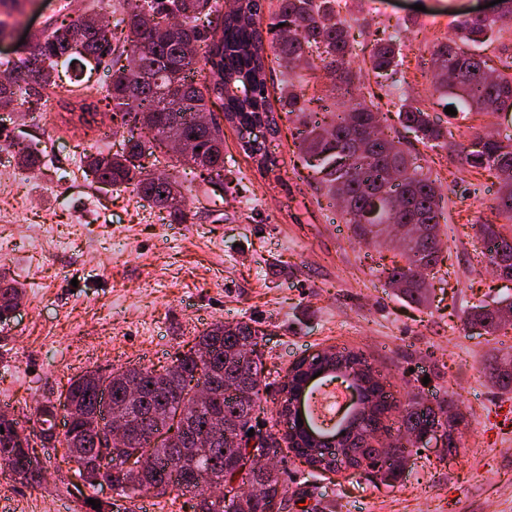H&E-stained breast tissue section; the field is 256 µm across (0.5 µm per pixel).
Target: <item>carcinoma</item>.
Masks as SVG:
<instances>
[{
  "label": "carcinoma",
  "instance_id": "obj_1",
  "mask_svg": "<svg viewBox=\"0 0 512 512\" xmlns=\"http://www.w3.org/2000/svg\"><path fill=\"white\" fill-rule=\"evenodd\" d=\"M7 13L0 19V39L9 35L12 13L22 11V0H0ZM346 0H276L270 5L269 40L262 36L259 0H232L222 12L211 0H118L120 17L116 29L103 23L95 13L84 14L68 23L45 28L33 39L29 56L18 59L10 70L0 71V109L18 104L20 76L34 77L26 92L29 103L37 105L49 90L59 87L62 70L74 65L90 66L108 72L110 80L98 102L112 110V134L122 136L121 150L98 151L84 157L86 171L99 175L111 187H133L138 197L168 212L170 221L188 222L185 196L168 166L155 157L166 145L169 133L178 129L181 136L199 152H177L169 157L175 166L200 171L210 182L233 181L235 170L224 165V132L209 103H220L224 119L237 133L244 156L258 168L274 173L279 161L265 143L257 142L251 127L264 124L269 136L279 134V120L295 123L292 153L306 167L321 174V191L331 200L348 202L345 213L358 241L377 245L381 234L357 222V216L373 208V197L384 194V204L373 218L378 224L393 221L423 224L425 234L415 236L400 247L403 263L383 270L386 284L404 299L418 306L429 300V283L423 270L434 271L443 240L437 180L422 171L411 159V151L384 134L375 94L361 88L362 68L351 65L353 43L351 25L342 16ZM495 23L488 18L454 20V34L435 40L430 50L434 72L433 89L448 93V73H453L458 92L455 100L461 112H482L498 104L512 108V57L491 64L476 48ZM400 46L388 27L374 30L369 55L370 69L378 74H397ZM322 71L325 86L337 99L347 103L342 111L325 106L311 107L313 99L297 86V69ZM280 69L278 85L269 82L274 68ZM203 75L202 81L191 73ZM402 127L413 132L417 141L438 145L448 138V130L433 120L421 102L410 97L394 103ZM212 116L209 125L201 117ZM472 168L491 167L498 173L500 188L493 209L512 220V142L477 135L462 149ZM154 158L157 174L144 178V158ZM478 232L486 243V257L512 279V235L502 227L481 224ZM23 287L0 273V299H23ZM512 310V300H501L496 307L472 308L468 322L478 323L488 334L501 326L498 312ZM258 330L247 322L235 330L217 323L198 337L195 344L176 357L177 364L163 372L125 366L109 374H98L99 385L111 390L112 403L143 407L146 418L133 419L129 449L112 451V466L104 471L93 464L96 443L85 434L82 415L93 408L96 386L69 380L58 402L46 399L37 410L33 427L43 441L56 440L58 412L71 419V429L63 432V442L85 444L87 457L79 458L80 472L90 487L110 484L119 495L131 498L144 490L158 496L176 489L199 499L197 512H264L265 499L280 494L288 502L287 490L278 476L268 475L259 461H250L241 476L248 485L245 497L217 498L209 483L227 481L238 463L244 462L245 449L233 446L232 438L256 428L253 411L260 393L263 363L260 358L245 360L242 351L256 348ZM512 356L492 367L490 376L499 390L512 391ZM224 373L223 389L212 391L208 403L196 405L187 378L199 371L207 375L210 367ZM137 376L143 382V396L123 389L122 378ZM361 396L372 406L359 427L347 433L348 452L324 463L307 453L300 444L288 451L312 467L323 470L373 467L379 451L371 447L366 433L379 429L381 419L395 411L400 438L442 430L448 448L457 444L453 431L458 420L448 415V407L413 398L403 405L388 400L379 378L363 372L353 379ZM17 422L0 417V465L28 483H37L39 469L27 462V452L15 438ZM407 446L396 442L384 449L387 461L377 473L383 481H395L401 474ZM136 457L142 471L126 467Z\"/></svg>",
  "mask_w": 512,
  "mask_h": 512
}]
</instances>
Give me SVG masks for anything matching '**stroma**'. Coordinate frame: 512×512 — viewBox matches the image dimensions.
Segmentation results:
<instances>
[{
    "mask_svg": "<svg viewBox=\"0 0 512 512\" xmlns=\"http://www.w3.org/2000/svg\"><path fill=\"white\" fill-rule=\"evenodd\" d=\"M490 0H349L359 60L371 50L366 24L393 26L403 42L405 80L373 85L384 132L402 135L393 103L418 97L448 127L446 145L418 146V162L442 186L448 259L430 278L427 306L409 303L385 284L398 262L390 247L359 243L338 207L319 204L317 176L294 172L293 124L269 148L282 180L243 159L232 129L224 150L238 159L241 181L219 188L197 170L176 168L189 200L188 223L133 189L95 183L86 153L117 151L107 112L82 117L81 99L56 89L46 109L0 110V271L25 296L0 325V409L18 419L58 398L69 379L120 366L163 370L214 324L245 321L261 332L264 367L256 417L262 430L284 431L280 386L297 359L343 348L363 354L400 403L447 402L463 419L458 446L413 450L397 482L369 470L310 468L293 454L274 459L290 497L287 512H512V392L497 389L489 367L512 355V325L494 335L468 325L472 307L512 297V280L492 274L478 225L497 223L495 170L473 169L462 146L474 134L512 137V109L446 114L454 105L430 87L431 41L456 15ZM60 0H29L11 39L0 42V70L29 49L48 23L62 20ZM42 155L39 168L16 164L18 150ZM39 484L0 480V505L16 512H196L193 495L151 492L129 499L111 487L76 490L79 478L64 448H37Z\"/></svg>",
    "mask_w": 512,
    "mask_h": 512,
    "instance_id": "35a3bbf8",
    "label": "stroma"
}]
</instances>
